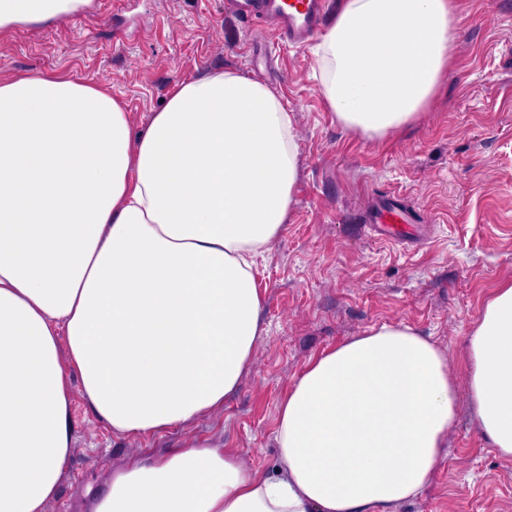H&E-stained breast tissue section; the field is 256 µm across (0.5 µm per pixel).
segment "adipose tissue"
<instances>
[{
    "mask_svg": "<svg viewBox=\"0 0 512 512\" xmlns=\"http://www.w3.org/2000/svg\"><path fill=\"white\" fill-rule=\"evenodd\" d=\"M90 0H0V30ZM456 0H339L313 49L344 128L385 137L448 80ZM293 124L234 71L176 86L133 130L105 88L0 78V512H46L72 452V385L119 436L223 409L267 332L255 259L288 221ZM481 435L512 459V281L466 339ZM448 355L399 324L312 358L282 395L269 474L196 442L113 469L86 512H391L420 496L458 418Z\"/></svg>",
    "mask_w": 512,
    "mask_h": 512,
    "instance_id": "adipose-tissue-1",
    "label": "adipose tissue"
}]
</instances>
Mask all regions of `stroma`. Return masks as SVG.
Wrapping results in <instances>:
<instances>
[{"instance_id":"35a3bbf8","label":"stroma","mask_w":512,"mask_h":512,"mask_svg":"<svg viewBox=\"0 0 512 512\" xmlns=\"http://www.w3.org/2000/svg\"><path fill=\"white\" fill-rule=\"evenodd\" d=\"M463 18L448 81L408 128L369 139L339 126L309 48L276 45L224 0H94L91 11L0 34V77L60 72L104 84L134 129L177 83L213 70L255 77L288 107L299 179L288 222L258 260L268 333L222 410L183 429L119 437L72 408L73 450L47 512H85L114 468L187 441L279 466L277 405L309 360L371 327L403 323L464 377L465 336L488 295L512 280V0H457ZM413 219L408 240L367 234L382 206ZM459 422L429 487L392 512H512V460L474 423L466 387Z\"/></svg>"}]
</instances>
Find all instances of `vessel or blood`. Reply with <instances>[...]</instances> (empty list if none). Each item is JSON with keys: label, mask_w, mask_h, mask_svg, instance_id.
<instances>
[{"label": "vessel or blood", "mask_w": 512, "mask_h": 512, "mask_svg": "<svg viewBox=\"0 0 512 512\" xmlns=\"http://www.w3.org/2000/svg\"><path fill=\"white\" fill-rule=\"evenodd\" d=\"M331 0H224V10L248 22L270 23L276 43L299 45L316 35L329 11ZM404 215L390 210L383 223L369 225L370 234L396 239Z\"/></svg>", "instance_id": "obj_1"}]
</instances>
